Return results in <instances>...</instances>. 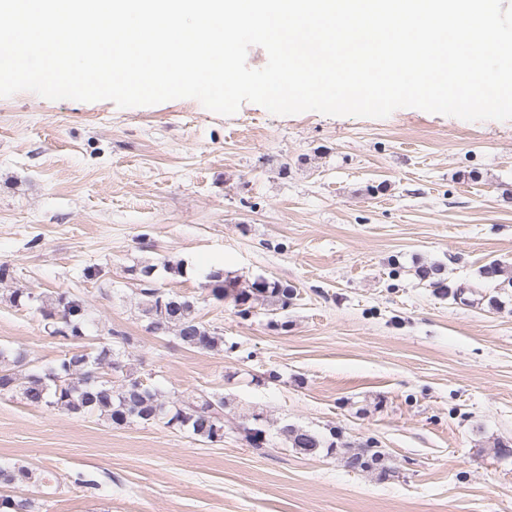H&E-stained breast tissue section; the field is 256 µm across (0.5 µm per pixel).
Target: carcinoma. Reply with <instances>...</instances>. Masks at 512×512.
Masks as SVG:
<instances>
[{"label": "carcinoma", "mask_w": 512, "mask_h": 512, "mask_svg": "<svg viewBox=\"0 0 512 512\" xmlns=\"http://www.w3.org/2000/svg\"><path fill=\"white\" fill-rule=\"evenodd\" d=\"M154 267L140 269L138 309L147 321L146 329L158 333L172 331L186 346L200 350H217L224 344V337L210 331L196 314L195 302L173 291L156 286ZM204 288L217 299L230 297L239 313L246 315L260 300L277 310L288 307L294 290L279 281L255 280L241 286L237 281L224 277L219 271L207 276ZM52 333L64 341L84 338L87 308L84 300L69 292L56 295L49 302L41 301L36 307ZM121 378L120 385L113 384L108 373ZM20 394L27 403L75 414L97 413L115 426L133 422H161L171 428L186 429L192 435L209 442L224 439V398L212 400L206 396L165 402L155 389L144 385L127 363L120 359L113 348L103 345L93 352L70 351L53 367L43 372H33L19 378L8 369H0V394ZM241 440L256 452H263L268 430L254 418V423L238 428ZM284 440L295 450L310 456L321 450H335L334 443L309 430L294 425L279 429ZM385 453L371 446L349 452L345 463L361 462L360 470L368 471L380 466L379 476L390 475L382 465ZM33 479V472L25 467L0 468V484H24ZM30 500L17 501L9 495H0V512H32Z\"/></svg>", "instance_id": "carcinoma-1"}]
</instances>
